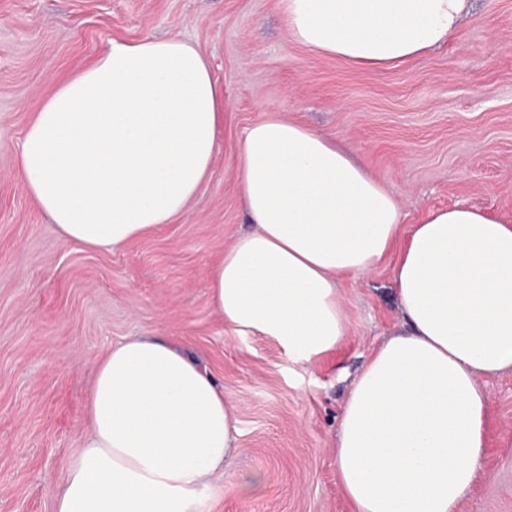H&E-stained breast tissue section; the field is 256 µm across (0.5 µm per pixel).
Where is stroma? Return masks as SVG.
Returning <instances> with one entry per match:
<instances>
[{
	"mask_svg": "<svg viewBox=\"0 0 512 512\" xmlns=\"http://www.w3.org/2000/svg\"><path fill=\"white\" fill-rule=\"evenodd\" d=\"M177 36L222 90L218 151L187 211L123 249L61 236L16 176L42 100L110 41ZM276 108L357 152L399 199L405 226L463 202L512 221V0H468L447 44L372 72L291 45L276 0H0V512H52L86 428L93 367L112 344H182L236 406L238 453L205 512H351L335 436L350 385L400 320L395 255L339 283L348 333L309 362L240 336L206 272L249 231L245 128ZM486 455L457 512H512V372L481 377ZM259 474L256 490L240 479Z\"/></svg>",
	"mask_w": 512,
	"mask_h": 512,
	"instance_id": "1",
	"label": "stroma"
}]
</instances>
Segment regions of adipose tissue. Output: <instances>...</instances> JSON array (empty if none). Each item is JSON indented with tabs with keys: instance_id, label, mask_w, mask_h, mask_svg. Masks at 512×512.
<instances>
[{
	"instance_id": "adipose-tissue-1",
	"label": "adipose tissue",
	"mask_w": 512,
	"mask_h": 512,
	"mask_svg": "<svg viewBox=\"0 0 512 512\" xmlns=\"http://www.w3.org/2000/svg\"><path fill=\"white\" fill-rule=\"evenodd\" d=\"M290 44L387 69L447 42L465 0H277ZM220 92L185 39L111 41L28 123L18 178L64 237L116 251L187 209L217 153ZM239 177L252 229L208 273L236 333L309 361L348 333L338 282L395 242L401 326L345 401L336 475L351 512H456L484 456L485 391L512 370V224L465 205L403 227L349 148L277 111L250 125ZM88 430L53 512H203L237 452L235 406L176 341L131 336L98 359Z\"/></svg>"
}]
</instances>
